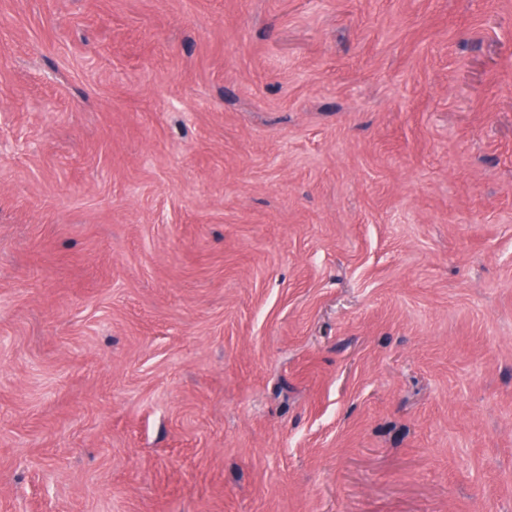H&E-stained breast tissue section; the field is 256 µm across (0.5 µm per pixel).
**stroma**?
Returning a JSON list of instances; mask_svg holds the SVG:
<instances>
[{
    "label": "stroma",
    "instance_id": "obj_1",
    "mask_svg": "<svg viewBox=\"0 0 512 512\" xmlns=\"http://www.w3.org/2000/svg\"><path fill=\"white\" fill-rule=\"evenodd\" d=\"M0 512H512V0H0Z\"/></svg>",
    "mask_w": 512,
    "mask_h": 512
}]
</instances>
